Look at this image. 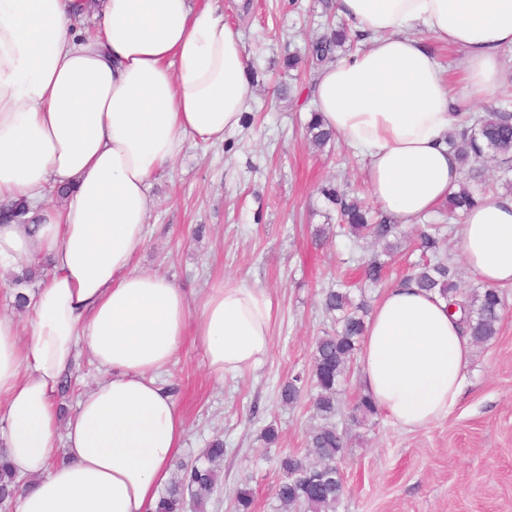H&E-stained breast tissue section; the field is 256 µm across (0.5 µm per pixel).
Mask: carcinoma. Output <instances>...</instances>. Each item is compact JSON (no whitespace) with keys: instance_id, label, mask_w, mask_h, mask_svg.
Returning a JSON list of instances; mask_svg holds the SVG:
<instances>
[{"instance_id":"1","label":"carcinoma","mask_w":512,"mask_h":512,"mask_svg":"<svg viewBox=\"0 0 512 512\" xmlns=\"http://www.w3.org/2000/svg\"><path fill=\"white\" fill-rule=\"evenodd\" d=\"M359 38L344 24L330 30L308 46L305 55L288 53L283 62L294 69L308 59L322 66L336 58V53L348 42ZM472 125L448 138V147L460 162L462 180L459 189L448 197L442 223L429 224L419 234L420 247L430 257L418 271L405 278L417 287L434 292L452 302L462 314L472 343L491 341L498 333L503 301L495 288L465 291L457 281V269L442 251L440 232L443 224L454 219L457 211H467L481 200L472 182L481 176L476 167L488 159L504 172L512 170V108H489L470 116ZM336 133L323 126L317 116H311L305 139L320 150L333 141ZM325 200L334 207L340 227L354 243L372 239L385 245L363 262V277L372 285L381 282L388 260L397 250L391 239L397 237L399 225L364 201L349 195L332 184L321 188ZM323 307L336 323V329L315 340L311 369L288 376L282 383L283 401L296 403L308 398L322 423L307 434L304 454L281 450L277 465L282 479L276 488V499L298 512H336L344 492L343 474L338 462L346 451L345 436L334 421L337 413L339 388L345 383L350 365L356 358L366 332L364 316L367 304L355 300L346 288H330L323 295ZM378 408L367 394L354 403L351 420L359 424L377 415ZM224 459V441L215 439L208 444L204 462L183 464L180 474L159 497L156 512H184L185 496H190L198 512H205L219 482L218 465ZM19 485L6 466L0 467V504L13 501Z\"/></svg>"}]
</instances>
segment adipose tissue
Listing matches in <instances>:
<instances>
[{
    "mask_svg": "<svg viewBox=\"0 0 512 512\" xmlns=\"http://www.w3.org/2000/svg\"><path fill=\"white\" fill-rule=\"evenodd\" d=\"M80 0H0V268L48 258L28 303L27 334L0 315V463L32 483L14 512H153L186 432L157 380L185 339L216 379L271 349L272 303L223 280L196 299L134 266L153 207L150 182L187 138L223 141L253 85L224 0H94L93 35L71 31ZM365 50L323 65L311 96L320 121L366 161L370 196L398 224L442 207L460 164L449 135L467 125L455 96L498 88L512 46V0H336ZM461 55L452 82L428 46ZM62 190L49 205V190ZM458 248L490 287L512 284V194L464 212ZM106 376L61 422L56 394L81 354ZM472 341L438 295L390 288L362 342L378 408L412 430L446 417L462 394Z\"/></svg>",
    "mask_w": 512,
    "mask_h": 512,
    "instance_id": "adipose-tissue-1",
    "label": "adipose tissue"
}]
</instances>
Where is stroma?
Masks as SVG:
<instances>
[{
  "instance_id": "1",
  "label": "stroma",
  "mask_w": 512,
  "mask_h": 512,
  "mask_svg": "<svg viewBox=\"0 0 512 512\" xmlns=\"http://www.w3.org/2000/svg\"><path fill=\"white\" fill-rule=\"evenodd\" d=\"M225 2L224 17L239 28L258 72L248 108L254 121L225 132L220 143L187 142L175 167L155 178L135 265L165 274L192 298L228 279L271 299V350L259 366L216 380L188 339L161 380L186 422L179 462L197 461L209 441H224L223 478L207 512H236L241 487L252 490L254 512H282L276 449L261 431L275 424L280 448L304 451L317 419L306 403L283 404L279 384L309 370L316 338L334 328L322 289L361 278L363 251L339 235L320 189L335 182L365 199L370 191L365 160L343 140L320 151L307 144L313 75L280 63L286 48L305 49L320 36L323 0ZM439 220L431 213L402 226V247L381 286L364 291L370 304L418 261L420 225ZM503 295L499 333L474 348L448 416L414 431L382 415L350 429L337 512H512V287Z\"/></svg>"
}]
</instances>
